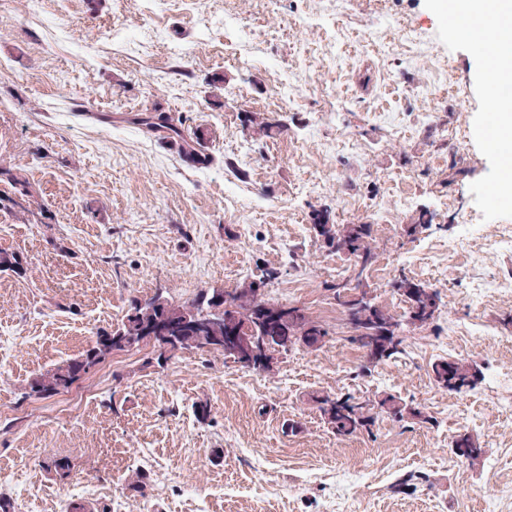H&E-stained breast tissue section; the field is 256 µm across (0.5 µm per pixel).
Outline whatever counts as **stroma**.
Wrapping results in <instances>:
<instances>
[{"label":"stroma","mask_w":512,"mask_h":512,"mask_svg":"<svg viewBox=\"0 0 512 512\" xmlns=\"http://www.w3.org/2000/svg\"><path fill=\"white\" fill-rule=\"evenodd\" d=\"M487 66L452 35L448 0H0V159L45 208L26 222L0 210V250L31 268L0 274V496L14 512H512V296L482 287L512 278V245L483 250L512 226V192ZM156 102L204 130L213 165L138 124ZM245 109L283 132L251 138ZM323 208L372 224L376 304L404 314L401 273L441 298L368 376L328 290L353 262L311 228ZM266 271L271 298L328 331L275 376L206 352L157 365L145 347L22 399L23 380L78 356L131 298L189 301ZM448 357L478 365L474 389L434 382ZM340 391L389 393L432 421L380 413L371 434L339 438L310 397ZM463 432L486 450L478 468L450 451ZM136 469L148 487L133 499Z\"/></svg>","instance_id":"obj_1"}]
</instances>
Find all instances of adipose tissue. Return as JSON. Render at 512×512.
Listing matches in <instances>:
<instances>
[{
    "instance_id": "ef3b65f1",
    "label": "adipose tissue",
    "mask_w": 512,
    "mask_h": 512,
    "mask_svg": "<svg viewBox=\"0 0 512 512\" xmlns=\"http://www.w3.org/2000/svg\"><path fill=\"white\" fill-rule=\"evenodd\" d=\"M448 9L467 20L453 33L464 40H482L483 53L492 62L488 74L499 91L503 114L495 140L503 154L512 153V0H448Z\"/></svg>"
}]
</instances>
